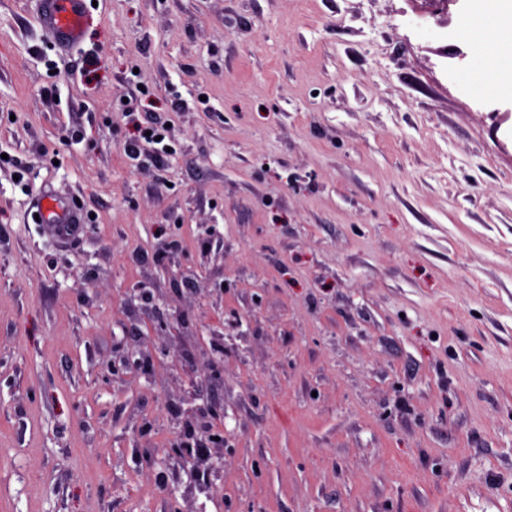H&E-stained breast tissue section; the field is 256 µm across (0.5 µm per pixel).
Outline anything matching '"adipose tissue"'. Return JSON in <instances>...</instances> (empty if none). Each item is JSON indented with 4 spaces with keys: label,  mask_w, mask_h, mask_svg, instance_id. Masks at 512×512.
Returning a JSON list of instances; mask_svg holds the SVG:
<instances>
[{
    "label": "adipose tissue",
    "mask_w": 512,
    "mask_h": 512,
    "mask_svg": "<svg viewBox=\"0 0 512 512\" xmlns=\"http://www.w3.org/2000/svg\"><path fill=\"white\" fill-rule=\"evenodd\" d=\"M468 12L485 24L476 35L481 55L497 60L487 81L512 96V0H468Z\"/></svg>",
    "instance_id": "obj_1"
}]
</instances>
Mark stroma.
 <instances>
[{
	"label": "stroma",
	"mask_w": 512,
	"mask_h": 512,
	"mask_svg": "<svg viewBox=\"0 0 512 512\" xmlns=\"http://www.w3.org/2000/svg\"><path fill=\"white\" fill-rule=\"evenodd\" d=\"M466 16L96 0L64 53L0 0V512H512V97L472 91ZM149 120L170 151L130 158ZM175 284L224 335L204 483L170 453L187 371L107 369ZM35 206L45 232L49 235L59 238L72 236L79 233L78 224H84L81 214L69 201L58 199L49 192H44Z\"/></svg>",
	"instance_id": "stroma-1"
}]
</instances>
